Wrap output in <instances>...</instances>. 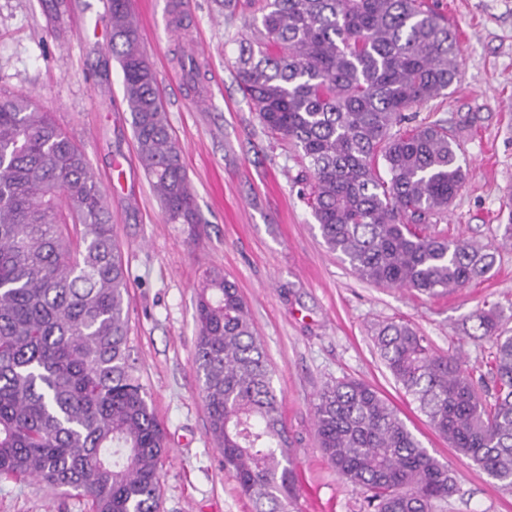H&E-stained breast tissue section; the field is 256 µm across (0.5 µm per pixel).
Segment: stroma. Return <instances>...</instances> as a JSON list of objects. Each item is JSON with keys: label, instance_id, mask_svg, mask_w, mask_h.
Masks as SVG:
<instances>
[{"label": "stroma", "instance_id": "1", "mask_svg": "<svg viewBox=\"0 0 512 512\" xmlns=\"http://www.w3.org/2000/svg\"><path fill=\"white\" fill-rule=\"evenodd\" d=\"M456 27L461 76L421 121L459 132L469 176L438 231L492 245L490 272L440 296L359 279L330 253L296 177L298 150L260 123L239 91L234 62L250 38L247 9L226 18L218 0H133L144 51L195 198L196 224L165 223L135 150L122 71L108 50L103 0H0V90L31 98L85 152L104 192L129 271V349L166 434L160 512H256L208 432L193 367L196 301L209 270L234 281L274 372L292 449L288 512H365L318 447L312 405L326 384L365 381L400 411L453 476L442 512H512L504 489L435 433L383 365L372 336L410 323L433 348H462L486 374V340L470 315L497 306L512 335V0H436ZM201 43L197 79L177 58ZM0 512H89L76 492L0 478Z\"/></svg>", "mask_w": 512, "mask_h": 512}]
</instances>
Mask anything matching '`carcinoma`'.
<instances>
[{
	"label": "carcinoma",
	"instance_id": "cac0c4a2",
	"mask_svg": "<svg viewBox=\"0 0 512 512\" xmlns=\"http://www.w3.org/2000/svg\"><path fill=\"white\" fill-rule=\"evenodd\" d=\"M137 154L169 224L198 223L131 0H109ZM235 61L259 121L308 161L326 248L362 280L429 296L492 268L491 247L429 234L469 167L441 120L413 112L460 76L456 30L426 0H264ZM123 265L85 153L35 102L0 95V477L76 491L91 512H158L164 434L133 374ZM489 338L492 391L461 353L437 354L409 323L374 343L395 382L456 452L512 487V336ZM193 362L209 433L257 512H285L291 449L265 349L237 285L206 274ZM319 446L369 512H438L455 491L399 412L342 380L314 403Z\"/></svg>",
	"mask_w": 512,
	"mask_h": 512
}]
</instances>
